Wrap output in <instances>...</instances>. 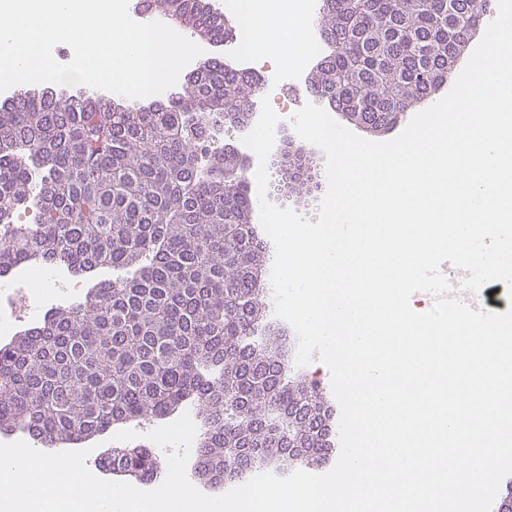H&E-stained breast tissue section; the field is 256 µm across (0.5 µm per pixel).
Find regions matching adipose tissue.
<instances>
[{
    "instance_id": "adipose-tissue-1",
    "label": "adipose tissue",
    "mask_w": 512,
    "mask_h": 512,
    "mask_svg": "<svg viewBox=\"0 0 512 512\" xmlns=\"http://www.w3.org/2000/svg\"><path fill=\"white\" fill-rule=\"evenodd\" d=\"M242 29L249 49L258 57H276L302 68L308 63L300 43L307 39L310 18L295 0H276L263 11L239 5Z\"/></svg>"
}]
</instances>
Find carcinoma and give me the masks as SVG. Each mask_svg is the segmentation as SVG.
Here are the masks:
<instances>
[{
	"label": "carcinoma",
	"instance_id": "obj_1",
	"mask_svg": "<svg viewBox=\"0 0 512 512\" xmlns=\"http://www.w3.org/2000/svg\"><path fill=\"white\" fill-rule=\"evenodd\" d=\"M150 2L213 43L236 34L205 0ZM488 2L322 0L316 25L329 53L314 92L390 130L434 96ZM260 92L257 78L208 58L160 105L52 89L0 103V274L23 264L81 277L112 269L81 302L0 344V430L60 446L191 403L206 425L196 472L218 485L245 477L251 462L306 466L335 452L318 422L321 393L290 375L281 337L263 324L264 251L244 163L218 145ZM279 169L290 195L319 188L300 149ZM22 207L35 223H15ZM106 461L139 482L163 468L143 446Z\"/></svg>",
	"mask_w": 512,
	"mask_h": 512
}]
</instances>
